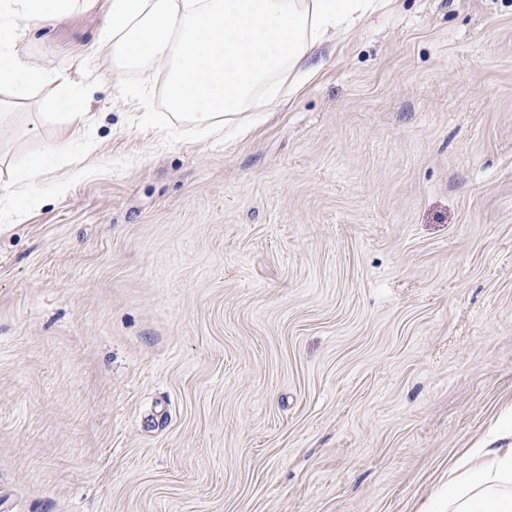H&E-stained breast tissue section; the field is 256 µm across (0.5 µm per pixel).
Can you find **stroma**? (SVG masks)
Instances as JSON below:
<instances>
[{
    "mask_svg": "<svg viewBox=\"0 0 512 512\" xmlns=\"http://www.w3.org/2000/svg\"><path fill=\"white\" fill-rule=\"evenodd\" d=\"M104 24L0 91V178L49 155L0 195V512H438L512 404V0H384L217 136ZM61 92L55 96L44 98L40 103L41 117L47 115H64L72 119L82 118L86 112H80L84 108V100L68 89L63 79L60 83ZM66 111V112H60Z\"/></svg>",
    "mask_w": 512,
    "mask_h": 512,
    "instance_id": "35a3bbf8",
    "label": "stroma"
}]
</instances>
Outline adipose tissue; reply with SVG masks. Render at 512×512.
<instances>
[{
  "mask_svg": "<svg viewBox=\"0 0 512 512\" xmlns=\"http://www.w3.org/2000/svg\"><path fill=\"white\" fill-rule=\"evenodd\" d=\"M370 0H0V89L27 99L45 71L18 49L21 23L68 21L76 11L104 8L102 41L112 67L140 69L155 81L163 60L167 105L175 120L208 132L259 103L275 102L287 77L345 31ZM448 512H512V412L492 437L448 467Z\"/></svg>",
  "mask_w": 512,
  "mask_h": 512,
  "instance_id": "1",
  "label": "adipose tissue"
}]
</instances>
